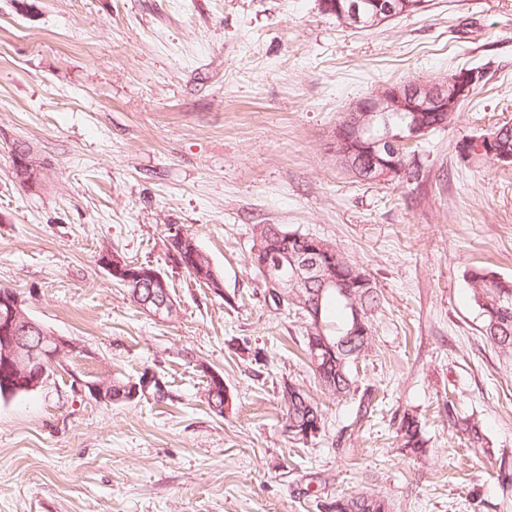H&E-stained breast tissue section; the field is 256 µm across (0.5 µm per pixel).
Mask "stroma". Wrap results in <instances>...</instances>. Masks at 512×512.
Masks as SVG:
<instances>
[{
	"label": "stroma",
	"instance_id": "35a3bbf8",
	"mask_svg": "<svg viewBox=\"0 0 512 512\" xmlns=\"http://www.w3.org/2000/svg\"><path fill=\"white\" fill-rule=\"evenodd\" d=\"M481 79L412 145L418 181H363L330 154L379 86ZM512 124V0H427L349 28L318 0H0V288L74 342L47 380L0 398V512H325L340 495L388 512H512V357L487 342L468 273L512 280V166L461 139ZM33 148L36 186L14 176ZM179 226L222 293L168 255ZM331 242L380 298L343 401L305 357L306 320L252 262L256 226ZM165 276L178 314L147 316L101 263ZM232 405L207 403L208 373ZM150 374L164 397L102 402L88 382ZM296 384L324 425L289 439ZM479 420L467 448L449 410ZM426 441L398 450L404 412Z\"/></svg>",
	"mask_w": 512,
	"mask_h": 512
}]
</instances>
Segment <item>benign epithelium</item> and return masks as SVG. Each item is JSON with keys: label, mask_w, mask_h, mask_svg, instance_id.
Returning <instances> with one entry per match:
<instances>
[{"label": "benign epithelium", "mask_w": 512, "mask_h": 512, "mask_svg": "<svg viewBox=\"0 0 512 512\" xmlns=\"http://www.w3.org/2000/svg\"><path fill=\"white\" fill-rule=\"evenodd\" d=\"M321 10L350 27L385 23L413 6L409 0H367L363 7L357 0H319ZM478 82V72L463 70L451 79L412 81L403 84H385L371 96L356 103L345 124L336 130L330 151L336 161L352 174L371 181L386 182L404 178L408 166L403 160L402 147L430 133L432 120L446 118L458 110ZM402 114V125L397 129L386 127L383 136H369L371 126L387 118V113ZM480 153L500 165H512V152L497 148L496 138L486 135L480 140ZM19 177L27 186L37 183L41 165L33 151L14 155ZM170 250H178L189 262V268L204 277L213 270L209 256L197 246L195 239L180 228L171 227L168 237ZM275 265L264 269L266 281L282 298L294 290L306 310L320 306L323 292L340 288L351 295L346 283L334 276L341 266H350L352 274L359 273L349 265L339 251L315 240L311 249L294 257L272 252ZM102 263L112 277L131 287L132 299L139 308L154 319L169 320L176 316V303L161 272L151 265L128 263L118 254H107ZM296 267L294 274L281 273L287 265ZM76 350V344L46 331L25 311L24 301L12 291H0V375L6 374V383H16L27 390L41 386L48 370L63 356ZM101 401L110 402L112 378L98 381H78Z\"/></svg>", "instance_id": "7a95c632"}]
</instances>
